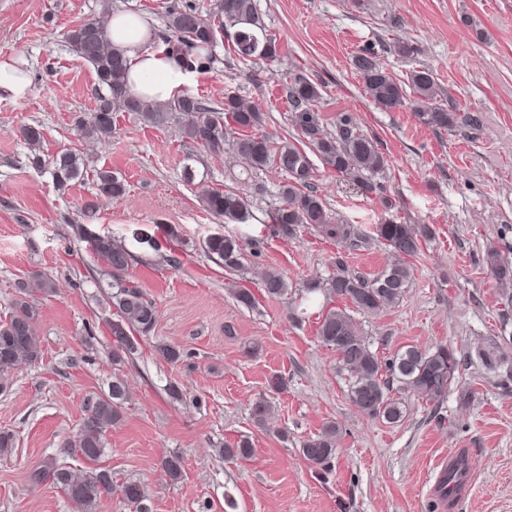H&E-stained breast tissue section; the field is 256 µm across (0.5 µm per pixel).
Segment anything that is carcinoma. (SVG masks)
Here are the masks:
<instances>
[{
  "label": "carcinoma",
  "mask_w": 512,
  "mask_h": 512,
  "mask_svg": "<svg viewBox=\"0 0 512 512\" xmlns=\"http://www.w3.org/2000/svg\"><path fill=\"white\" fill-rule=\"evenodd\" d=\"M234 28L233 52L242 64L277 55L276 39L266 33L256 9L255 0H214L213 19L204 20L191 8L169 13L167 27L176 39L168 41L173 56L189 69H210L211 48L217 33L226 26ZM67 40L76 53L94 70L105 93L98 97L89 116L77 122L80 136L99 140L112 136L115 114L131 112L162 125L175 115L183 137L202 147L211 155L224 153L226 142H231L234 153L251 167L260 170L274 164L288 175L281 187L282 204L272 214L273 223L281 228L306 224L325 236L347 241L358 236L351 224H339L328 215L321 196L312 188L313 164L300 147L272 141L258 128L263 113L256 105H247L229 94L224 97V109L207 107L192 94L184 93L177 99L157 104L139 99L125 86V59L117 50L105 48L107 34L104 28L85 21L67 32ZM352 65L362 80L369 100L377 108L390 112L411 102L418 121L435 130L446 131L457 127L458 113L438 101V84L432 70L419 67L401 80L387 71L377 60L376 52L365 48L356 53ZM292 107V124L305 139L322 163L329 169L353 181L367 194L381 192L374 180L388 165V159L378 148L375 137L364 133L348 112L336 115L335 132L325 129L317 103L321 99L319 85L298 75L288 87ZM52 176L59 188L83 176L85 159L69 152L57 155L51 162ZM98 195L118 200L126 194L125 181L110 170L96 171ZM206 208L214 215L230 221L245 219L248 200L241 193H227L206 187L201 189ZM83 239L112 276V293L106 304L112 307L109 331L112 335V362L120 365L139 349L138 338L154 330L157 313L155 303L127 277L132 254L109 236L99 235L80 226ZM376 235L388 248L393 260L380 272L366 277L349 269L344 256L336 255V272L324 281L309 283L308 291L322 292L327 297L341 298L350 303L347 308L331 307L322 315L317 329L320 343L336 353L337 370L347 373L350 400L364 415L390 424L401 422L407 412L402 396L415 397L425 403L438 404L448 393L460 387L457 350L438 345L423 350L406 345L394 356L381 359L373 349L372 337L356 320L357 314H374L395 307L410 288L413 270L409 259L418 256L432 230L427 224H403L384 219L376 225ZM205 251L217 257L228 270L242 268L243 252L239 241L222 233L209 236ZM486 261L492 276L501 284L512 281V266L495 250H489ZM259 284L269 297L288 295L285 276L271 269L258 273ZM37 308L26 297L16 299L8 318L0 321V376L23 365L38 363L43 356L35 329ZM127 388L120 379L112 382L110 394L86 404L83 422L76 434L63 444L69 457L90 464L80 476L70 468L51 462L32 472V481L39 483L53 475L67 497L79 512H94L101 496L112 487L110 473L94 466L104 453V435L112 423L119 420L120 408ZM338 429L328 424L321 432L304 440L299 451L312 466L326 471L335 458ZM181 457L172 454L162 462V470L171 480L182 476ZM121 495L135 512H150L146 504L144 484L130 481L121 486Z\"/></svg>",
  "instance_id": "carcinoma-1"
}]
</instances>
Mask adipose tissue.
<instances>
[{"instance_id": "obj_1", "label": "adipose tissue", "mask_w": 512, "mask_h": 512, "mask_svg": "<svg viewBox=\"0 0 512 512\" xmlns=\"http://www.w3.org/2000/svg\"><path fill=\"white\" fill-rule=\"evenodd\" d=\"M103 25L111 46L126 59L125 81L132 95L159 103L182 95L193 73L172 59L144 15L112 10L105 14Z\"/></svg>"}]
</instances>
